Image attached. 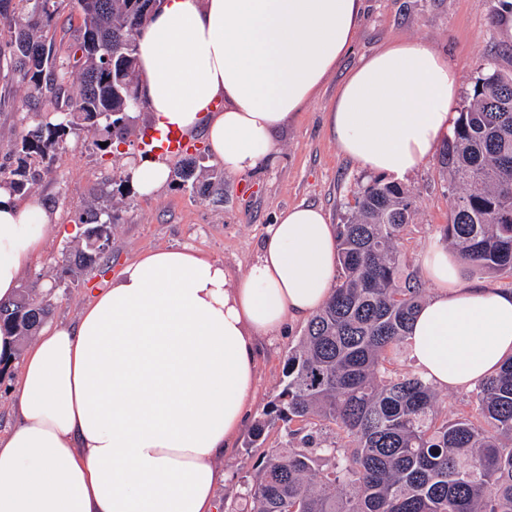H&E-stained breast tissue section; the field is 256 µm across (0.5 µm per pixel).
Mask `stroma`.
<instances>
[{
	"mask_svg": "<svg viewBox=\"0 0 512 512\" xmlns=\"http://www.w3.org/2000/svg\"><path fill=\"white\" fill-rule=\"evenodd\" d=\"M503 0H364L357 39L352 52L337 65L316 100L299 119L277 135L278 161L244 176L224 172L223 193L200 194L191 184L170 178L153 197L138 195L126 173L130 159H143L138 131L150 125L149 112L136 115L137 133L120 145L118 154L101 155L91 145L92 134L83 132L59 152L48 175L31 191V198L48 208L55 228L49 231L41 252L21 274V285L42 292L55 285L58 295L51 322L71 321L113 274L140 253L164 247L190 246L220 259L234 278L245 274L256 260L267 224L289 206L305 203L321 207L331 224H339L358 183L370 172L344 157L332 139L326 116L339 86L361 57L400 38L428 44L444 53L461 72L460 95L470 91L482 60L496 56L501 70L512 72V39L502 32ZM114 176L112 204L119 219L112 234V251L92 271L80 277L62 275V254L76 238L62 235L99 194L105 174ZM414 196L416 218L405 242L408 259L422 270L425 254L440 237L453 205L439 177L435 159H428L404 178ZM302 323L259 339V378L256 400L248 419L256 421L266 409L282 379L289 348ZM239 434L224 455L225 480L217 498L233 496L243 477L251 472L258 449L246 447Z\"/></svg>",
	"mask_w": 512,
	"mask_h": 512,
	"instance_id": "35a3bbf8",
	"label": "stroma"
}]
</instances>
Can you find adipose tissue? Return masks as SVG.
<instances>
[{
    "label": "adipose tissue",
    "instance_id": "obj_1",
    "mask_svg": "<svg viewBox=\"0 0 512 512\" xmlns=\"http://www.w3.org/2000/svg\"><path fill=\"white\" fill-rule=\"evenodd\" d=\"M362 6L160 0L137 38L138 95L156 128H204L225 170L249 173L274 163L277 132L352 50ZM459 85L433 47L391 42L348 74L330 133L364 169L411 173L446 139ZM49 226L39 201L0 188V300L16 294ZM424 271L435 291L411 323L413 364L437 388H475L512 355V289L464 281L438 242ZM335 280V230L297 204L268 225L241 279L191 248L158 249L25 351L0 334L20 414L0 436V512H215L219 464L255 399L259 338L308 320Z\"/></svg>",
    "mask_w": 512,
    "mask_h": 512
}]
</instances>
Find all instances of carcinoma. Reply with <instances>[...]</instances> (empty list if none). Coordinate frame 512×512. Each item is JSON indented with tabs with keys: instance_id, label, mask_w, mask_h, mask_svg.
Masks as SVG:
<instances>
[{
	"instance_id": "carcinoma-1",
	"label": "carcinoma",
	"mask_w": 512,
	"mask_h": 512,
	"mask_svg": "<svg viewBox=\"0 0 512 512\" xmlns=\"http://www.w3.org/2000/svg\"><path fill=\"white\" fill-rule=\"evenodd\" d=\"M62 2L0 0V70L26 90L17 166L0 164V186L15 195L49 174L70 136L103 130L92 145L106 155L133 129L137 35L151 0H72L81 25L65 55L47 38ZM437 163L454 199L440 240L464 276L511 278L512 73L494 59L480 65ZM99 198L79 216L65 274L93 269L110 250L112 176ZM414 217L412 191L398 182L374 178L353 191L332 294L289 349L248 444L262 446L278 422L286 441L263 451L226 512H512V356L475 387L477 416L450 420L438 418L432 384L394 367L426 293L404 251ZM56 300L53 286L1 300L0 331L35 335Z\"/></svg>"
}]
</instances>
